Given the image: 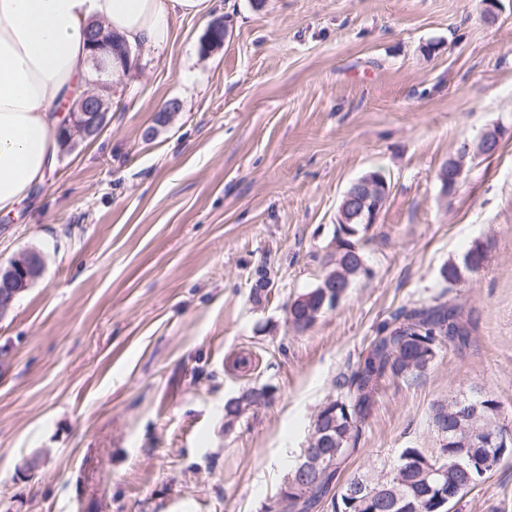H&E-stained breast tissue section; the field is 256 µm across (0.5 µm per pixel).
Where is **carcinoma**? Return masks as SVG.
Instances as JSON below:
<instances>
[{
	"label": "carcinoma",
	"instance_id": "1",
	"mask_svg": "<svg viewBox=\"0 0 512 512\" xmlns=\"http://www.w3.org/2000/svg\"><path fill=\"white\" fill-rule=\"evenodd\" d=\"M355 232V225L350 224L346 237L336 238L334 268L316 287L303 293L306 300L302 304L288 308V322L294 331H307L331 309L322 304L325 286L330 284L340 291L346 282L369 274L359 239L353 237ZM484 258L482 248L469 249L463 266L450 263L442 267V281L447 285L459 282L463 272L478 271ZM443 297L441 293L430 304L397 309L390 321L378 328L366 357L336 375V396L319 408L308 445L328 458L336 456V463L314 493L288 498V512H312L331 491L343 456L354 449L361 436V422L375 402L381 381L417 377L428 369L443 346L454 347L468 340L469 331L462 322L460 308L448 304ZM273 396L274 388L267 384L246 388L224 405L225 427L232 428L245 410L269 405ZM461 402L472 406L471 413L464 417L459 416L455 402L434 407L432 423H439L446 430L439 438L438 448L429 455L418 448H405L389 474H361L346 480L336 494L335 512H356L351 501L361 484L378 491L384 512H449L448 506L437 500L439 477L432 470L442 471L446 483L465 491L477 485L460 468L470 457H485L494 466L512 456V433L498 423L501 402L488 395L464 396Z\"/></svg>",
	"mask_w": 512,
	"mask_h": 512
}]
</instances>
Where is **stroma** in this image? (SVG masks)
<instances>
[{
    "label": "stroma",
    "mask_w": 512,
    "mask_h": 512,
    "mask_svg": "<svg viewBox=\"0 0 512 512\" xmlns=\"http://www.w3.org/2000/svg\"><path fill=\"white\" fill-rule=\"evenodd\" d=\"M217 18L228 35L202 52ZM494 126L498 150L442 192ZM372 171L389 194L362 232L370 273L293 332L288 305L329 271L342 195ZM475 245L482 269L443 285ZM31 251L43 272L0 318V512H264L337 373L441 293L468 345L382 382L343 476L437 447L440 401L497 397L512 429V0L492 21L481 0H211L133 49L99 135L0 215V265ZM261 384L273 403L225 428ZM450 512H512V458ZM501 135L502 130L495 126L482 134L474 149H471L469 145H464L458 151L456 157L448 160V164H446L445 167L448 168V170L451 172L447 179L445 178L444 174H442L440 177L442 191L448 193L454 190L463 174L466 159L471 154L482 155L484 151L488 150L493 145L496 147L500 142ZM274 396V388L267 384L254 385L246 388L237 397L224 405L225 427L230 429L240 415L251 407L267 406Z\"/></svg>",
    "instance_id": "stroma-1"
}]
</instances>
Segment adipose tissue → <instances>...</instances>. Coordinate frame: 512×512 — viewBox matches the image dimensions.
<instances>
[{"label":"adipose tissue","mask_w":512,"mask_h":512,"mask_svg":"<svg viewBox=\"0 0 512 512\" xmlns=\"http://www.w3.org/2000/svg\"><path fill=\"white\" fill-rule=\"evenodd\" d=\"M210 0H0V214L55 168L61 103L82 93L86 33L102 22L127 45H165L175 17Z\"/></svg>","instance_id":"1"}]
</instances>
